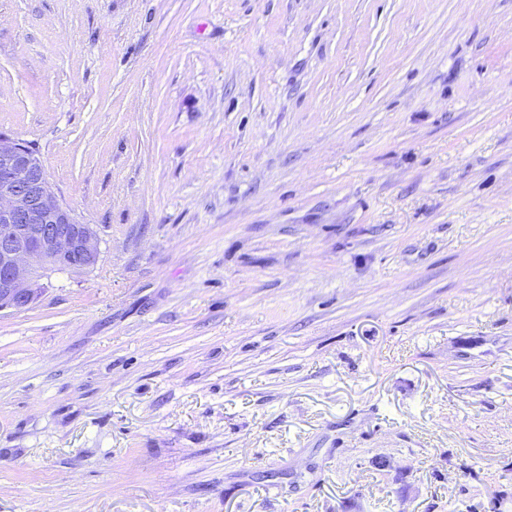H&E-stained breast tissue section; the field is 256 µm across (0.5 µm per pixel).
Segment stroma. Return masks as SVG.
Instances as JSON below:
<instances>
[{
	"instance_id": "stroma-1",
	"label": "stroma",
	"mask_w": 512,
	"mask_h": 512,
	"mask_svg": "<svg viewBox=\"0 0 512 512\" xmlns=\"http://www.w3.org/2000/svg\"><path fill=\"white\" fill-rule=\"evenodd\" d=\"M0 132V512H512V0H0ZM99 257L93 225L59 199L36 152L0 133V311L32 306L46 271H87Z\"/></svg>"
}]
</instances>
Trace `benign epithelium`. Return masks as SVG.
Here are the masks:
<instances>
[{"instance_id":"7a95c632","label":"benign epithelium","mask_w":512,"mask_h":512,"mask_svg":"<svg viewBox=\"0 0 512 512\" xmlns=\"http://www.w3.org/2000/svg\"><path fill=\"white\" fill-rule=\"evenodd\" d=\"M99 257L93 225L59 199L36 152L0 133V311L32 306L46 271H87Z\"/></svg>"}]
</instances>
